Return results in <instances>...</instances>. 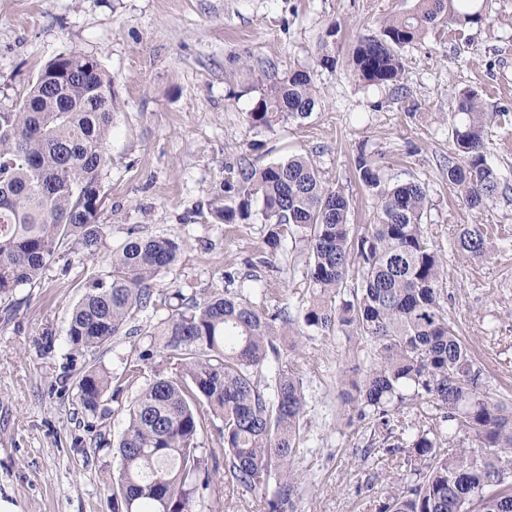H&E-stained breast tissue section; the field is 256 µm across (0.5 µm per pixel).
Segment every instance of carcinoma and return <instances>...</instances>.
Returning a JSON list of instances; mask_svg holds the SVG:
<instances>
[{"label": "carcinoma", "instance_id": "obj_1", "mask_svg": "<svg viewBox=\"0 0 512 512\" xmlns=\"http://www.w3.org/2000/svg\"><path fill=\"white\" fill-rule=\"evenodd\" d=\"M485 20L481 0H418L412 12L360 37L347 68L355 79L402 91L405 47L440 25ZM114 101L98 61L74 52L50 60L15 103L0 107V299L36 281L65 243L85 259L98 255ZM314 106L311 73L294 68L265 84L245 120L272 130L310 116ZM496 116L508 113L487 112L474 89L462 90L446 116L448 186L468 210H483L507 190L487 161ZM355 167L378 203L374 222L357 230L349 195L302 156L227 168L216 217L248 224L258 214L267 226L263 254L247 265L269 267L288 236L307 255L310 301L300 322L286 307L257 301L268 289L244 286L259 282L254 274L228 269L224 287L204 298L193 288H157L183 244L134 230L112 251L109 271L89 282L68 324L71 352L93 356L133 334L127 325L136 314L156 318L144 333L146 348L116 370L91 366L75 385L95 418L88 432L101 442L110 415L105 393L115 399L139 385L117 444L112 512H224L231 489L262 491L273 479L279 487L270 512H292L291 459L303 441L307 401L302 378L283 367L272 377L268 364L279 358L277 341L301 343L304 326L347 329L369 350L363 373L341 394L377 436L365 453L402 454L407 464L379 512H512V402L486 395L485 367L448 318L440 288L447 257L423 224L427 187L416 179L389 183L363 148ZM451 245L486 259L512 246V230L493 236L481 224H463ZM218 422L222 442L201 447L200 435Z\"/></svg>", "mask_w": 512, "mask_h": 512}]
</instances>
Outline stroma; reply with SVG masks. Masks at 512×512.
<instances>
[{
    "label": "stroma",
    "mask_w": 512,
    "mask_h": 512,
    "mask_svg": "<svg viewBox=\"0 0 512 512\" xmlns=\"http://www.w3.org/2000/svg\"><path fill=\"white\" fill-rule=\"evenodd\" d=\"M417 0H0V104L8 106L51 59L69 52L95 58L116 94L111 162L103 173L104 244L99 255L66 254L34 284L0 303V501L13 512H112L105 480L135 389L104 400L105 440L94 443L75 384L87 369L69 354L71 307L109 267L129 229L182 240L180 260L160 288L223 287L224 270L247 273L263 246L260 217L218 221L212 203L225 167L247 159L270 164L300 154L352 200L350 221L372 223L377 203L358 185L360 147L376 154L390 182L428 187L424 227L446 251L442 286L448 316L486 369L494 398H512V247L487 260L449 250L461 224L512 226V120L488 130V158L507 195L484 211L460 206L443 167L452 145L443 117L459 92L477 90L491 112L512 113V0H488L487 19L456 33L439 27L405 48L406 95L349 76L345 61L357 37ZM332 38L334 66H322ZM313 70L316 105L305 119L271 130L245 120L263 73ZM306 255L291 241L271 267L259 268L269 308L301 316ZM345 332L306 329L299 349L280 344L271 370L298 372L307 395V430L293 458L295 512H377L383 493L405 469L365 456L367 425L347 420L340 391L364 361Z\"/></svg>",
    "instance_id": "obj_1"
}]
</instances>
